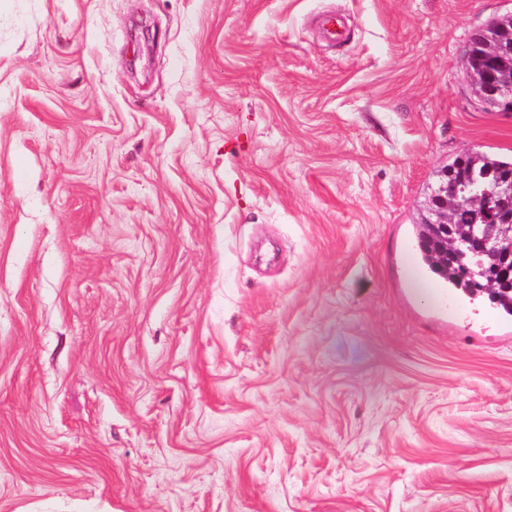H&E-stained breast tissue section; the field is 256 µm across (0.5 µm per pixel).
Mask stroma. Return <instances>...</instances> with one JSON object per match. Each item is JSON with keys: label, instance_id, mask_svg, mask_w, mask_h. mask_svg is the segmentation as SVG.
Here are the masks:
<instances>
[{"label": "stroma", "instance_id": "35a3bbf8", "mask_svg": "<svg viewBox=\"0 0 512 512\" xmlns=\"http://www.w3.org/2000/svg\"><path fill=\"white\" fill-rule=\"evenodd\" d=\"M511 11L0 0V512H512V319L416 238ZM316 22L328 42L336 43L342 40L344 21L342 16L336 13V11H326L319 14Z\"/></svg>", "mask_w": 512, "mask_h": 512}]
</instances>
